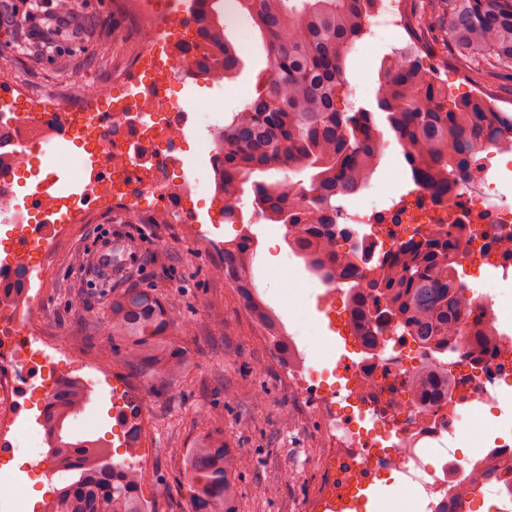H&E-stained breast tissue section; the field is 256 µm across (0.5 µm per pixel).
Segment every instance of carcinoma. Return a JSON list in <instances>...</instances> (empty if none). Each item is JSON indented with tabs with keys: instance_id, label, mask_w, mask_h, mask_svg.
<instances>
[{
	"instance_id": "obj_1",
	"label": "carcinoma",
	"mask_w": 512,
	"mask_h": 512,
	"mask_svg": "<svg viewBox=\"0 0 512 512\" xmlns=\"http://www.w3.org/2000/svg\"><path fill=\"white\" fill-rule=\"evenodd\" d=\"M196 22L206 50L194 59L222 79L232 78L242 59L219 23L225 0H194ZM377 0H237L239 13L261 36L269 67L254 94L224 122L222 184L224 215L251 192L253 214L280 224L288 246L307 269L333 285L348 287L353 298L366 290L374 309L370 327L361 329L366 347L388 331L410 337L424 353L442 357L491 353L488 341L464 328L461 316L466 284L457 274V242L451 187L465 177L475 152L512 139V114L492 109L486 99L448 101L439 69L453 60L466 76L483 79L512 73V0H405L411 51L382 58L375 108L347 102L346 62L366 33L364 21ZM438 59L424 66L422 55ZM389 129L403 148L412 182L448 202L435 227L416 233L387 262L366 271L354 249L339 248L332 224L336 202L360 194L380 159L381 131ZM307 174L304 186L297 175ZM255 242L249 236L224 245V281L243 297L252 323L288 359L284 333L274 311L260 298L250 275ZM187 326L178 323L171 303L146 289L128 288L112 297L103 344L139 372L167 382L189 370L192 357L179 345ZM435 377H417L424 400L450 399L448 376L437 396ZM91 400V389L71 381L43 411L42 426L55 444L60 473L79 472L56 490L47 512H148L140 476L126 463H114L110 450L70 424ZM211 433L191 449L187 486L190 512H240V488L227 462L229 448L216 436L223 417L205 416Z\"/></svg>"
}]
</instances>
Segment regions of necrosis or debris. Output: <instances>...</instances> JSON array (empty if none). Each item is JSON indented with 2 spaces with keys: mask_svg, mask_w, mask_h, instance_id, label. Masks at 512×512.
I'll use <instances>...</instances> for the list:
<instances>
[{
  "mask_svg": "<svg viewBox=\"0 0 512 512\" xmlns=\"http://www.w3.org/2000/svg\"><path fill=\"white\" fill-rule=\"evenodd\" d=\"M132 16L142 49L130 62L141 82L138 96L127 102L114 96L116 88L130 83L117 75L104 83L88 82L71 91L70 111H60L56 98L13 86L14 118L0 120V154L9 160L0 171V223L25 224L29 240L39 245V255H49L72 225L88 220L90 209H119L123 218L139 214L137 198L151 196L179 219L182 203L195 187L182 181L178 192L169 189L173 170L181 164L184 109L174 107L172 85L196 78L183 59L194 44L166 46L165 35L177 16L168 0H119ZM57 125L62 135H78L84 150L102 160L95 189L82 205L64 208L58 198H41L34 207L44 216L26 224L15 204L14 170L29 162V149L38 143L44 126ZM452 193L458 223L451 234L460 243L458 256L474 272H482L495 258L503 287L512 288V257L502 256L499 243L512 239V195L500 186L489 155L476 153L467 178L457 181ZM66 209L62 224L47 223L46 214ZM442 206L427 189L418 187L401 196L388 212H342L337 215L342 232L356 244L363 262L385 256L407 242L416 228L435 223ZM356 310L347 306L343 326L345 341L359 359L340 357L334 367L336 386L327 388L322 404L321 433L323 479L317 498L304 512H325L329 499L352 500L381 472L398 471L409 500L418 512H468L470 494L458 488L479 474L484 496L497 499L500 512H512V476L503 468L512 446L476 448L459 454L454 440L461 416L456 407H488L498 414L512 412V309L502 296L478 290L470 293L463 318L472 324L482 317L492 321L497 336L493 354L458 359L450 371L454 383L451 403L422 408L411 393L410 381L431 366L422 351L413 349L407 336H384L375 351H366L357 336ZM73 356L44 335L36 316L18 320L0 311V442L18 428L29 397L48 400L75 367ZM372 427H365L366 418Z\"/></svg>",
  "mask_w": 512,
  "mask_h": 512,
  "instance_id": "1",
  "label": "necrosis or debris"
}]
</instances>
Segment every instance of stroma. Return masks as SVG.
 <instances>
[{
	"instance_id": "35a3bbf8",
	"label": "stroma",
	"mask_w": 512,
	"mask_h": 512,
	"mask_svg": "<svg viewBox=\"0 0 512 512\" xmlns=\"http://www.w3.org/2000/svg\"><path fill=\"white\" fill-rule=\"evenodd\" d=\"M47 23L35 18L16 35L0 38V80L18 81L68 99L73 86L91 79L108 81L128 65L138 50L136 32L114 0H87L63 32L62 51L40 46L38 33ZM239 45L243 67L225 81L223 92L204 82L187 81L176 95L194 101L184 128L181 153L186 178L197 179L196 192L185 210L194 212L202 237L188 236L182 225L153 224L154 199L142 207L144 224H126L114 214L92 216L75 225L71 237L60 240L42 259L40 324L45 335L75 352L80 359L102 361L112 380L83 370L74 376L87 383L91 400L85 422L91 436L112 446V459L127 460L121 414L139 409L152 428L147 447L157 452L151 484L143 497L152 512H188L182 456L204 434L203 416L214 411L224 418V440L242 460L235 471L241 487L243 512H301L314 494L315 462L322 446L314 398L298 399L272 357L275 349L249 321L244 299L224 281V243L250 235L256 241L252 276L261 298L279 316L287 333L308 361L333 368L345 352L343 331L331 328L321 295L302 258L288 247L278 224H238L224 217L208 163L205 129L213 116L236 111L253 93L268 57L261 39L248 26H228ZM403 29L380 28L365 34L347 61L349 100L357 106L374 102L381 59L406 47ZM411 183L395 138H388L370 192L350 199L353 207L378 210L391 204L390 189L407 193ZM122 243L129 263L113 276L114 292L146 288L160 299H174L175 313L189 329L183 346L195 353L190 374L175 383L142 376L121 356L103 357L107 302L92 294L97 274L75 256L87 255L104 238ZM287 274L298 292L293 298L277 294L274 281Z\"/></svg>"
}]
</instances>
